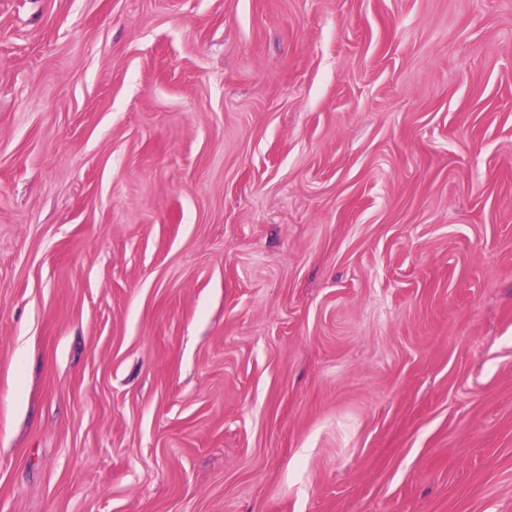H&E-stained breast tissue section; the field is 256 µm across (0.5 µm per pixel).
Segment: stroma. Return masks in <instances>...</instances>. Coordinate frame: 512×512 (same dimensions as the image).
I'll list each match as a JSON object with an SVG mask.
<instances>
[{"instance_id": "obj_1", "label": "stroma", "mask_w": 512, "mask_h": 512, "mask_svg": "<svg viewBox=\"0 0 512 512\" xmlns=\"http://www.w3.org/2000/svg\"><path fill=\"white\" fill-rule=\"evenodd\" d=\"M0 512H512V0H0Z\"/></svg>"}]
</instances>
